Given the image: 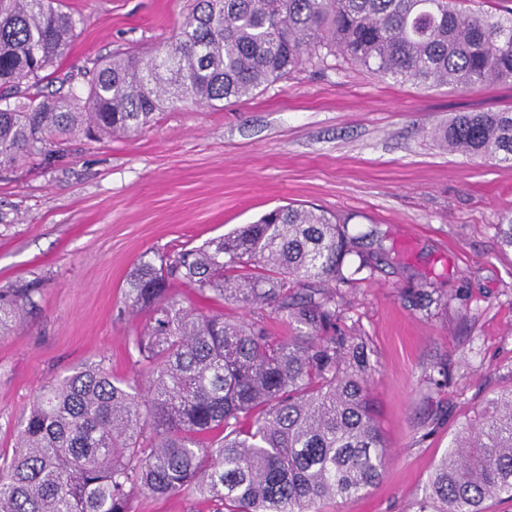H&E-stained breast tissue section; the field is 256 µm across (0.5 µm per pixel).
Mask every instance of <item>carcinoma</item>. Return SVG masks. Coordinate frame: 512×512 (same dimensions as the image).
<instances>
[{
  "label": "carcinoma",
  "mask_w": 512,
  "mask_h": 512,
  "mask_svg": "<svg viewBox=\"0 0 512 512\" xmlns=\"http://www.w3.org/2000/svg\"><path fill=\"white\" fill-rule=\"evenodd\" d=\"M77 28L63 0H0V169L57 135H126L180 104L248 98L306 62L342 59L418 88L512 83V10L464 13L454 0H192L146 58L121 52L80 72L82 94L33 92ZM448 150L512 163V110L457 115ZM327 212L278 207L199 246L142 255L125 285L144 316L133 339L145 387L92 364L44 386L0 452V512H130L138 494L212 512H322L380 480L388 450L373 411L366 341L341 328L340 284L378 256ZM358 257L351 267L350 255ZM201 297L267 307L261 319L184 305ZM32 288L0 291V334ZM512 498V387L457 431L415 512H484ZM175 288H177L178 293L184 298L186 303L196 309L210 313H224V316L232 319L242 317L246 319H253L258 316H262L270 331L275 336H288L291 334V329L288 328V324L284 318H281V316L271 312L269 308L262 310L243 308L232 302L200 297L181 285H176Z\"/></svg>",
  "instance_id": "obj_1"
}]
</instances>
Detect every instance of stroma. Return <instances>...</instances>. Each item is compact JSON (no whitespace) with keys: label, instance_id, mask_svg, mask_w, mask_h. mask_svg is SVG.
Instances as JSON below:
<instances>
[{"label":"stroma","instance_id":"1","mask_svg":"<svg viewBox=\"0 0 512 512\" xmlns=\"http://www.w3.org/2000/svg\"><path fill=\"white\" fill-rule=\"evenodd\" d=\"M79 20L45 96L81 90L90 60L157 49L185 0H65ZM512 110V84L419 89L340 60L304 64L248 100L187 104L123 137L67 138L0 171V290L33 287L31 309L0 336V451L50 380L104 364L142 379L132 340L141 318L124 289L145 252L198 245L288 203L366 232L387 263L342 286L344 325L365 336L371 397L390 450L381 479L328 512H414L460 425L512 386V249L497 224L512 209V164L448 151L438 133L463 112ZM433 302L408 303V288ZM192 307L284 318L203 298ZM451 364L434 387L437 362ZM438 423H431L432 414Z\"/></svg>","mask_w":512,"mask_h":512}]
</instances>
